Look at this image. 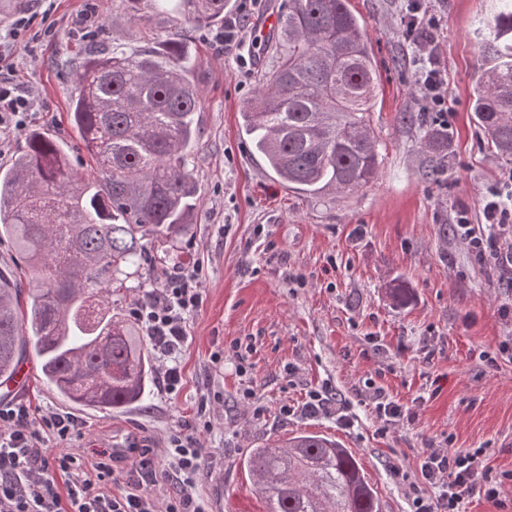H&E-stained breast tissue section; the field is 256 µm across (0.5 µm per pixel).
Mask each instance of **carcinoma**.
<instances>
[{
  "mask_svg": "<svg viewBox=\"0 0 512 512\" xmlns=\"http://www.w3.org/2000/svg\"><path fill=\"white\" fill-rule=\"evenodd\" d=\"M147 24L144 0H121ZM170 20L222 23L228 0H165ZM485 50L494 65L473 100L481 130L512 164V0H499ZM348 0H288L278 65L246 102L242 133L288 186L309 195L354 191L379 173L370 123L378 82ZM131 52L89 51L74 74L71 123L102 178L73 175L57 141L34 129L0 167V240L23 255L24 287L0 271V383L34 350L43 383L68 403L119 409L141 399L149 353L112 312V284L140 267L148 247L192 223L191 148L199 93L180 43L156 33ZM431 175L442 170L448 131L428 126ZM241 467L266 512H382L351 450L315 432L249 449Z\"/></svg>",
  "mask_w": 512,
  "mask_h": 512,
  "instance_id": "cac0c4a2",
  "label": "carcinoma"
}]
</instances>
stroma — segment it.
Instances as JSON below:
<instances>
[{"label":"stroma","instance_id":"35a3bbf8","mask_svg":"<svg viewBox=\"0 0 512 512\" xmlns=\"http://www.w3.org/2000/svg\"><path fill=\"white\" fill-rule=\"evenodd\" d=\"M364 22L379 81L370 115L380 141L377 179L345 195L313 197L288 188L254 153L241 131L243 104L275 69L271 47L288 0H257L245 22L259 46L241 59L239 47L215 41L223 25L198 26L153 17L131 23L120 0H97L99 24L90 38L74 34L71 20L82 0H54L53 40L33 23L24 41L5 50L17 83L31 88L33 126L55 138L75 173L88 175L91 158L67 113L73 71L87 49L137 48L147 28L181 40L189 79L200 93L199 136L192 149L198 207L192 224L172 243L151 249L137 274L112 291V309L127 314L162 268L202 264L204 303L188 322L176 396L151 378L143 398L124 409L81 410V436L68 451L89 467L97 451L122 443L147 445L160 458L170 433L206 408L212 427L201 433L206 450L200 490L223 512H264L240 466L266 438L296 431L324 434L349 448L370 477L383 512H409L410 490L390 476L392 465L417 471V452L453 444L485 447V466L512 470V362L488 356L512 342V285L494 260H478L454 226L467 211L481 229L482 202L512 183V165L488 147L472 110L473 94L491 59L482 54L485 29L498 0H431L441 19L435 36L448 75V163L429 174L430 152L413 82L414 47L402 35L397 0H349ZM409 290L396 302L392 288ZM254 347L253 368L235 370L232 345ZM223 351L224 364L212 362ZM26 386L0 404L25 403L34 414L68 405L40 380L39 359ZM374 380L410 413L386 435L366 399ZM329 387L346 405L353 426L304 413L308 390ZM251 388L252 401L242 391ZM291 407L283 415L282 407Z\"/></svg>","mask_w":512,"mask_h":512}]
</instances>
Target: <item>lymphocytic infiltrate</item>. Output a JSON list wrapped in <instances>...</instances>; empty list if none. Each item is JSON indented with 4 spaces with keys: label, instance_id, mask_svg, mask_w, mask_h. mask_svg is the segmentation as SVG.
<instances>
[{
    "label": "lymphocytic infiltrate",
    "instance_id": "1",
    "mask_svg": "<svg viewBox=\"0 0 512 512\" xmlns=\"http://www.w3.org/2000/svg\"><path fill=\"white\" fill-rule=\"evenodd\" d=\"M403 33L415 48V88L423 111L435 113L440 127L448 125V78L438 59L433 35L440 26L427 0H401ZM33 115L29 91L14 79L13 68H0V138L24 130ZM484 232H476L466 212L457 225L462 239L477 254H490L502 273L512 279V207L500 192L483 201ZM203 305V277L199 265L162 269L152 288L129 309L159 358L163 391L175 395L181 385L179 355L188 341L187 320ZM185 424L168 438L163 460L150 468L137 455L125 465L113 463L101 451L92 469L80 467L69 453L47 445L78 437L82 424L72 414L50 411L33 417L29 406L0 407V512H209L198 491L205 455L199 429ZM479 448H425L419 459L422 486L414 487L411 512H461L464 500L478 495L500 502L512 488V471L490 475L482 467ZM165 481L171 493L158 503L153 488Z\"/></svg>",
    "mask_w": 512,
    "mask_h": 512
}]
</instances>
